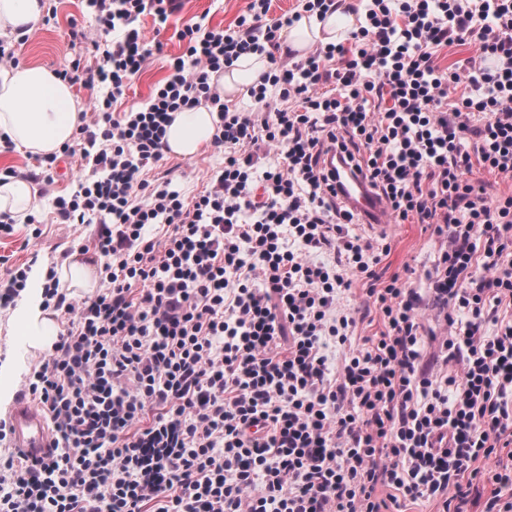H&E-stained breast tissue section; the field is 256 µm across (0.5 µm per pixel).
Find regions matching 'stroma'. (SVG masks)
Listing matches in <instances>:
<instances>
[{"mask_svg": "<svg viewBox=\"0 0 512 512\" xmlns=\"http://www.w3.org/2000/svg\"><path fill=\"white\" fill-rule=\"evenodd\" d=\"M244 6L245 0H186L183 10L171 17L162 35V54L155 56L145 71L132 79L126 105L145 104L154 86L168 76L170 58L183 50L182 43L175 35L176 30L181 29L191 18L201 15L205 16L207 26L228 28L234 25ZM46 8L56 12V19L46 25L37 24L25 44H16L11 35L1 39L0 43L14 49L23 66L39 65L60 70L78 56L82 57L85 65L95 64L93 53L72 46L70 38L71 24L90 26L94 23V16L85 0H46ZM223 161V155L209 145L190 158L167 156L162 166L145 172L144 177L151 181L164 176L171 178L174 186L190 198L205 189L210 175ZM52 197H38L33 210L42 224L41 238L32 240L30 226L25 221H16L11 235L0 236V256H8L11 263L17 265L29 263L34 257L40 263L57 265L77 252L79 243L88 242L95 236L97 225L57 223ZM351 230L368 241L383 237L389 242L390 251L381 255L376 266L383 280L396 276L407 286L424 287V273L432 267L441 243L431 226L409 220L391 225L390 229L382 232L358 222L352 224ZM345 302L357 308L360 316L351 338L352 344H361L366 336L380 335L384 329L382 317L368 302L364 281L354 282Z\"/></svg>", "mask_w": 512, "mask_h": 512, "instance_id": "1", "label": "stroma"}]
</instances>
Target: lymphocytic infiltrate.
<instances>
[{
  "label": "lymphocytic infiltrate",
  "instance_id": "1",
  "mask_svg": "<svg viewBox=\"0 0 512 512\" xmlns=\"http://www.w3.org/2000/svg\"><path fill=\"white\" fill-rule=\"evenodd\" d=\"M87 5L94 27L70 35L97 65L58 76L100 90L93 124L62 149L92 173L55 208L98 225L103 287L82 300L44 287L62 330L24 386L54 447L0 455V512H388L400 497L463 512L462 480L482 478L499 489L486 512H512V193L470 178L478 165L512 182V0H364L348 43L271 67L241 110L218 75L248 53L275 58L285 27L337 0L277 18L271 0H246L233 27L185 25L171 74L123 111L184 0ZM452 44L473 53L441 67ZM203 103L224 163L188 200L142 174L172 113ZM333 152L389 222L444 239L425 287L380 284L389 245L351 232ZM357 278L384 329L355 346L343 297Z\"/></svg>",
  "mask_w": 512,
  "mask_h": 512
}]
</instances>
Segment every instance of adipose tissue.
Returning <instances> with one entry per match:
<instances>
[{
  "label": "adipose tissue",
  "instance_id": "ef3b65f1",
  "mask_svg": "<svg viewBox=\"0 0 512 512\" xmlns=\"http://www.w3.org/2000/svg\"><path fill=\"white\" fill-rule=\"evenodd\" d=\"M44 12L40 0H0V35L21 28H34ZM352 13L334 12L325 20H300L285 29V41L304 52L316 44L343 41L356 28ZM269 69L263 54L241 56L225 69L219 84L226 96L246 91ZM81 109L71 87L42 66L0 68V132L16 147L46 155L73 141L80 124ZM218 117L208 106L199 105L174 112L163 142L168 153L195 155L216 132ZM35 184L22 176L0 178V213L25 218L37 201ZM45 270L33 267L13 321L16 336L26 351L50 349L59 333L52 310L43 305Z\"/></svg>",
  "mask_w": 512,
  "mask_h": 512
}]
</instances>
